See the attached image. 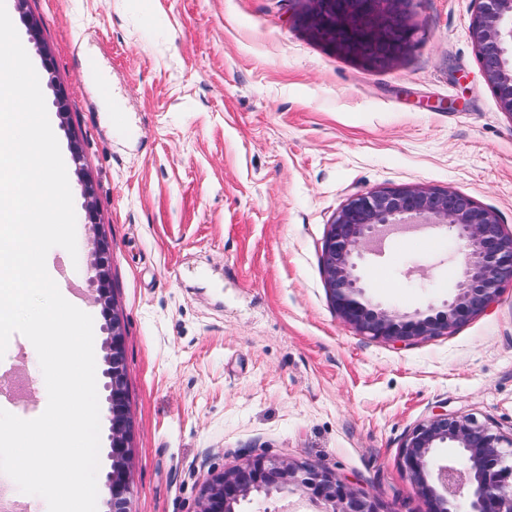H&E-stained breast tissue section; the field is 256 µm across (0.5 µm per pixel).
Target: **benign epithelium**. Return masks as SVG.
<instances>
[{
  "label": "benign epithelium",
  "instance_id": "obj_1",
  "mask_svg": "<svg viewBox=\"0 0 512 512\" xmlns=\"http://www.w3.org/2000/svg\"><path fill=\"white\" fill-rule=\"evenodd\" d=\"M297 24L337 55L384 68L415 46L414 0H302ZM470 35L484 78L502 111L512 118V0H474ZM416 224L453 232L463 265L454 295L443 309L410 315L370 303L354 258L391 232ZM97 301L103 305L104 389L109 412L105 487L108 512H131L128 466L129 413L125 389L123 323L110 309L107 247L93 242ZM321 265L338 316L360 332L392 343L447 333L491 307L500 287L512 283V232L496 213L448 190L400 186L352 195L328 224ZM458 448L441 461L435 449ZM401 466L429 501V512H512V436L439 405L404 439ZM308 499L319 512H381L377 501L335 474L305 469L287 458L259 455L215 477L196 512H237L252 496Z\"/></svg>",
  "mask_w": 512,
  "mask_h": 512
}]
</instances>
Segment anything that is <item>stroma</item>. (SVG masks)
<instances>
[{"label": "stroma", "mask_w": 512, "mask_h": 512, "mask_svg": "<svg viewBox=\"0 0 512 512\" xmlns=\"http://www.w3.org/2000/svg\"><path fill=\"white\" fill-rule=\"evenodd\" d=\"M300 8L25 0L11 11L76 215V254L52 248L46 265L62 296L92 316L99 369L93 233L110 248L132 512H195L213 476L258 455L334 473L383 512H428L400 453L434 406L512 433L511 286L451 332L404 345L342 322L321 266L328 225L358 192L456 191L512 231V117L476 57L475 4L415 0L418 44L381 69L311 38L293 18ZM356 263L373 303L409 313L442 306L459 268L443 227L391 237ZM47 402L37 352L13 334L0 357V409Z\"/></svg>", "instance_id": "35a3bbf8"}]
</instances>
